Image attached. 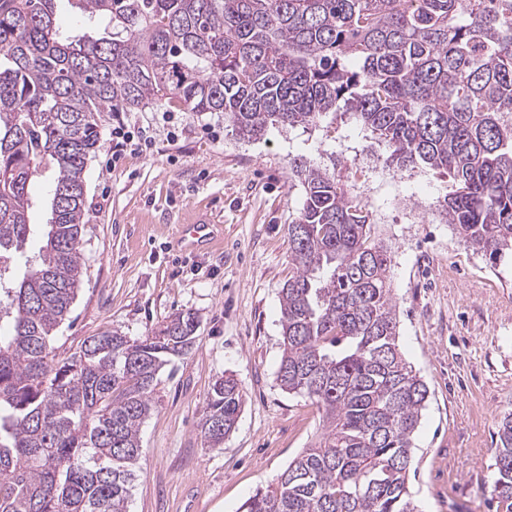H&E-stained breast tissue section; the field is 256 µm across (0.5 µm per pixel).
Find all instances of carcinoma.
<instances>
[{"label": "carcinoma", "instance_id": "cac0c4a2", "mask_svg": "<svg viewBox=\"0 0 512 512\" xmlns=\"http://www.w3.org/2000/svg\"><path fill=\"white\" fill-rule=\"evenodd\" d=\"M58 2L0 0V512H128L157 375L196 343L188 313L136 340L50 345L83 275L84 175L114 108L175 99L249 140L350 112L396 168L448 176V223L512 269V0H67L98 38L62 35ZM46 170L44 244L7 282ZM293 172L304 200L277 380L322 408V432L239 512H417L407 483L429 389L399 350L391 254L335 171ZM242 405L234 378L215 381L209 447ZM498 437L497 508L512 512V412Z\"/></svg>", "mask_w": 512, "mask_h": 512}]
</instances>
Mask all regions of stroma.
<instances>
[{"instance_id": "1", "label": "stroma", "mask_w": 512, "mask_h": 512, "mask_svg": "<svg viewBox=\"0 0 512 512\" xmlns=\"http://www.w3.org/2000/svg\"><path fill=\"white\" fill-rule=\"evenodd\" d=\"M126 117L155 149L112 167L104 120L85 171V274L51 345L66 352L105 330L136 339L180 313L199 321L192 351L158 376L129 512H237L321 432L316 403L277 381L299 158L335 167L392 251L400 348L430 390L409 475L420 512H497L493 453L512 411V274L491 271L447 223L445 178L389 166L385 147L348 114L258 140L237 136L223 114L171 102ZM202 212L217 240L182 252L178 230ZM229 375L244 404L222 446L208 448L199 423L212 384Z\"/></svg>"}]
</instances>
